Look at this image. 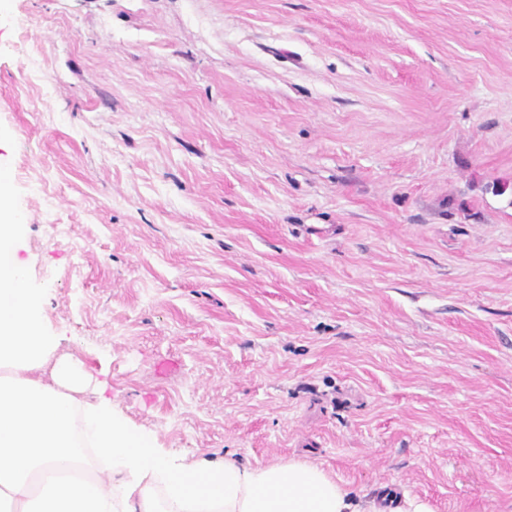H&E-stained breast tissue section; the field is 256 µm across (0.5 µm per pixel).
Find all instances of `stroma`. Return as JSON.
Wrapping results in <instances>:
<instances>
[{
  "mask_svg": "<svg viewBox=\"0 0 512 512\" xmlns=\"http://www.w3.org/2000/svg\"><path fill=\"white\" fill-rule=\"evenodd\" d=\"M9 3L19 256L126 423L512 512V0Z\"/></svg>",
  "mask_w": 512,
  "mask_h": 512,
  "instance_id": "35a3bbf8",
  "label": "stroma"
}]
</instances>
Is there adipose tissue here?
Here are the masks:
<instances>
[{"mask_svg": "<svg viewBox=\"0 0 512 512\" xmlns=\"http://www.w3.org/2000/svg\"><path fill=\"white\" fill-rule=\"evenodd\" d=\"M60 342L23 263L0 268V512H353L348 491L305 462L190 464L152 447L111 399L83 401L89 376ZM78 429L104 468L38 486L75 459Z\"/></svg>", "mask_w": 512, "mask_h": 512, "instance_id": "obj_1", "label": "adipose tissue"}]
</instances>
